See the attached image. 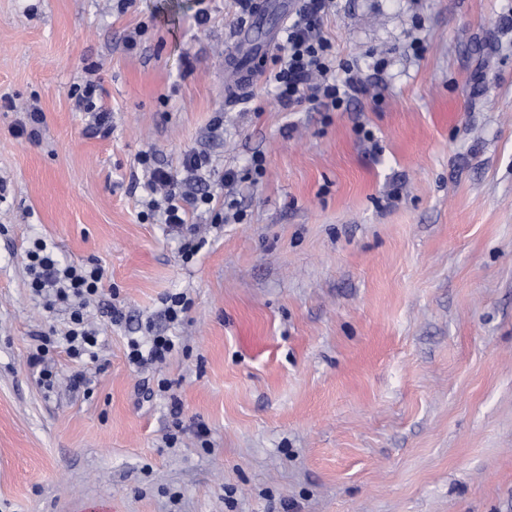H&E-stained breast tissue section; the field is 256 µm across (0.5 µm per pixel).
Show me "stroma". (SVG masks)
Here are the masks:
<instances>
[{"label": "stroma", "instance_id": "stroma-1", "mask_svg": "<svg viewBox=\"0 0 512 512\" xmlns=\"http://www.w3.org/2000/svg\"><path fill=\"white\" fill-rule=\"evenodd\" d=\"M268 2L0 0V512H512V0H337L324 34L374 92L332 113L259 82L227 102L235 29L272 51L289 23ZM89 65L107 137L69 96ZM32 99L36 143L11 132ZM191 149L266 171L186 264L131 181L139 152ZM36 238L108 272L100 358L52 352L49 392L27 357L67 315L30 291ZM169 292L192 300L182 324ZM151 332L179 350L130 367ZM162 378L172 446L145 390ZM161 316L172 324L181 323L190 310L191 301L184 293H173L162 300Z\"/></svg>", "mask_w": 512, "mask_h": 512}]
</instances>
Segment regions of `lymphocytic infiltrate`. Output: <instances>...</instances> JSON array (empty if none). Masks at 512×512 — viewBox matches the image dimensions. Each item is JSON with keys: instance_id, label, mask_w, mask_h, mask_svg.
I'll use <instances>...</instances> for the list:
<instances>
[{"instance_id": "1", "label": "lymphocytic infiltrate", "mask_w": 512, "mask_h": 512, "mask_svg": "<svg viewBox=\"0 0 512 512\" xmlns=\"http://www.w3.org/2000/svg\"><path fill=\"white\" fill-rule=\"evenodd\" d=\"M334 0H305L301 11L289 24L277 50V67L267 81L273 85L281 103L293 108L307 103L335 112L341 110L351 93L364 91L365 85L352 63L332 52L330 41L322 31L324 16ZM137 166L143 171V190L148 215H160L181 239V258L191 262L204 245L196 225L188 215L193 210L210 212L213 223L225 220L214 209L211 191V158L205 152H186L178 167L159 162L149 151L140 152ZM27 269L32 292L44 300L46 310L63 304L69 310L65 332L56 328L41 332L39 343L30 353V366L38 370L39 383L53 389L55 376L46 366L55 348H63L73 361L88 364L99 359V330L90 319L91 308L98 300L106 271L97 259L79 264H61L52 246L42 238L34 239L26 251ZM178 349L175 337L155 335L147 340L128 342L130 364L142 368L164 362Z\"/></svg>"}]
</instances>
